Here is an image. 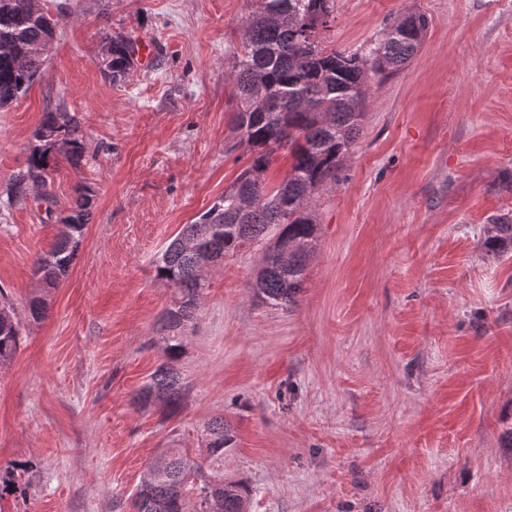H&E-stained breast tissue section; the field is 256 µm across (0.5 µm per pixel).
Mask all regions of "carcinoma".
<instances>
[{
    "instance_id": "cac0c4a2",
    "label": "carcinoma",
    "mask_w": 512,
    "mask_h": 512,
    "mask_svg": "<svg viewBox=\"0 0 512 512\" xmlns=\"http://www.w3.org/2000/svg\"><path fill=\"white\" fill-rule=\"evenodd\" d=\"M257 3L240 21L243 50L227 73L236 98L232 127L250 151V163L156 260V278L173 289L174 298L159 321L163 361L134 397L142 408L159 405L172 414L184 399L186 386L175 362L184 351L180 331L194 318L203 297L204 259L216 264L270 235L254 283L256 296L275 307L296 305L318 235L314 195L336 181L360 135L371 78L401 70L417 54L429 25L424 14L407 16L385 27L363 51L347 53L326 47L318 35L328 28L333 0ZM58 26L40 0H0V107L25 94L42 75L45 48ZM134 64L133 42L122 35L111 38L100 60L103 73L114 83L122 82ZM79 128L72 112L45 113L34 131L36 144L26 168L15 175L7 199L24 197L37 187L40 197L51 202L57 156L75 164L84 154ZM285 148L293 157L291 170L269 192L264 174ZM89 208V198L77 189L75 206L58 217L60 233L34 262L41 291L26 303L29 322L45 318L49 290L70 271ZM485 247L496 254L512 251V224L491 225ZM23 331L13 303L0 291V369L14 358ZM203 439L200 461L171 449L150 462L134 493V512H245V486L224 482V453L234 448V428L216 417L205 424ZM29 489L10 475H0V499L13 493L25 496Z\"/></svg>"
}]
</instances>
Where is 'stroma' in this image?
I'll use <instances>...</instances> for the list:
<instances>
[{
    "instance_id": "35a3bbf8",
    "label": "stroma",
    "mask_w": 512,
    "mask_h": 512,
    "mask_svg": "<svg viewBox=\"0 0 512 512\" xmlns=\"http://www.w3.org/2000/svg\"><path fill=\"white\" fill-rule=\"evenodd\" d=\"M65 14L45 70L0 108V289L18 315L38 255L85 187L78 257L0 369V469L28 496L0 512H132L149 462L199 455L205 422L236 431L224 478L247 512H512V0H334L327 47L366 48L412 12L417 55L371 83L363 128L318 191V237L295 306L258 302L256 243L206 275L176 366L178 411L132 398L162 355L172 300L155 261L249 163L226 79L256 0H47ZM123 34L153 48L112 83ZM75 113L85 145L52 204L8 200L45 113ZM135 47L133 42L122 35L112 37L100 60L103 73L112 82H122L130 74L135 64ZM485 247L495 254H504L512 251V224L503 221L491 224L490 235L485 240Z\"/></svg>"
}]
</instances>
